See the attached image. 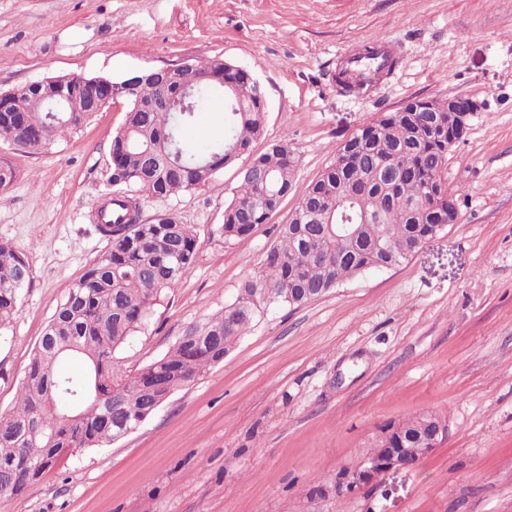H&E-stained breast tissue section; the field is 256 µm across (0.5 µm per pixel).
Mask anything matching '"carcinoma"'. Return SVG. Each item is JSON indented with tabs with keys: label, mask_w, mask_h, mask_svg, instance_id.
<instances>
[{
	"label": "carcinoma",
	"mask_w": 512,
	"mask_h": 512,
	"mask_svg": "<svg viewBox=\"0 0 512 512\" xmlns=\"http://www.w3.org/2000/svg\"><path fill=\"white\" fill-rule=\"evenodd\" d=\"M363 47L359 59L389 72L397 61ZM201 74L228 72L231 87L200 85L161 112L133 111L162 87L147 80L135 91L118 92L125 122L110 145L112 196L97 210V227L110 247L89 265L56 308L25 369L14 408L0 413V497L25 493L48 469L72 454L111 444L144 422L173 393L224 357L272 308H295L368 271L408 261L448 224L456 209L448 187V132L454 118L439 99H416L384 112L344 140L334 161L309 185L279 226L257 276L238 297L203 322L187 328L160 359L133 375L117 354L147 325L157 302L191 273L198 247L192 224L159 213L141 219L142 203L209 184L214 168L250 150L264 132V106L247 74L221 58H198ZM66 100H40L38 85H21L14 105L0 109V140L37 153L90 113L71 79ZM219 95L227 132L199 146L188 136L194 116ZM300 158L288 139L272 142L239 171V185L224 207L218 232L226 241L247 240L255 226L278 211L291 190ZM399 175L391 182L379 167ZM356 235L336 239V225ZM31 279L28 258L0 242V329L14 321L23 288ZM76 359L82 367L63 372ZM439 417L425 412L397 423L416 441Z\"/></svg>",
	"instance_id": "obj_1"
}]
</instances>
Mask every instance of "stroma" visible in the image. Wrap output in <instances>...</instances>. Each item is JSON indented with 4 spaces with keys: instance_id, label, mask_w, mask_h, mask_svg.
I'll return each instance as SVG.
<instances>
[{
    "instance_id": "obj_1",
    "label": "stroma",
    "mask_w": 512,
    "mask_h": 512,
    "mask_svg": "<svg viewBox=\"0 0 512 512\" xmlns=\"http://www.w3.org/2000/svg\"><path fill=\"white\" fill-rule=\"evenodd\" d=\"M388 41L399 63L369 91L336 85L345 51ZM186 57L241 66L265 92L252 153L288 138L293 187L248 241L217 229L248 162L199 190L148 200L195 225V266L119 354L128 372L232 302L277 227L338 146L417 98L481 102L448 153L458 220L409 261L275 308L223 363L176 391L136 431L82 450L0 512H512V0H0V90L51 76L121 81ZM123 102L43 152L0 141V241L31 280L0 331V412L10 411L57 306L108 248L107 198ZM431 411L445 439L417 464L340 489L380 430Z\"/></svg>"
}]
</instances>
